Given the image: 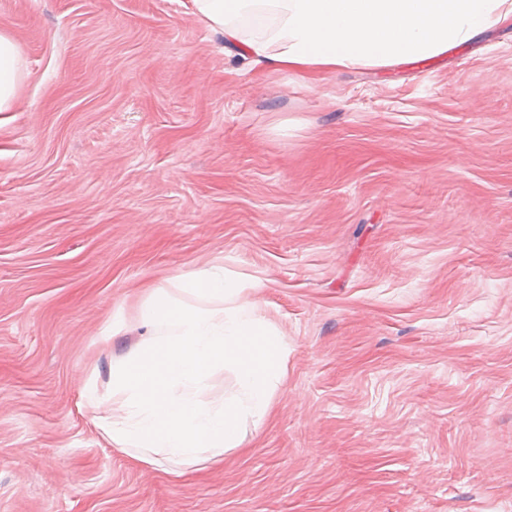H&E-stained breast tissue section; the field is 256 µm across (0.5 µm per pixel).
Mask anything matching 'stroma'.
<instances>
[{"mask_svg": "<svg viewBox=\"0 0 512 512\" xmlns=\"http://www.w3.org/2000/svg\"><path fill=\"white\" fill-rule=\"evenodd\" d=\"M185 2L0 0V512H512V24L313 82ZM217 263L287 373L177 476L79 403L137 288ZM22 78L19 46L9 33L0 31V112L17 105Z\"/></svg>", "mask_w": 512, "mask_h": 512, "instance_id": "obj_1", "label": "stroma"}]
</instances>
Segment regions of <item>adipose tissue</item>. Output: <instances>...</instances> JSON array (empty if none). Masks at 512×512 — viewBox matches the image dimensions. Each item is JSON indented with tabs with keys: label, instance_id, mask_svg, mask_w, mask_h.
<instances>
[{
	"label": "adipose tissue",
	"instance_id": "1",
	"mask_svg": "<svg viewBox=\"0 0 512 512\" xmlns=\"http://www.w3.org/2000/svg\"><path fill=\"white\" fill-rule=\"evenodd\" d=\"M227 49L312 77L354 65L434 56L512 18V0H189ZM250 22L241 32L238 22ZM16 40L0 31V112L18 103Z\"/></svg>",
	"mask_w": 512,
	"mask_h": 512
}]
</instances>
